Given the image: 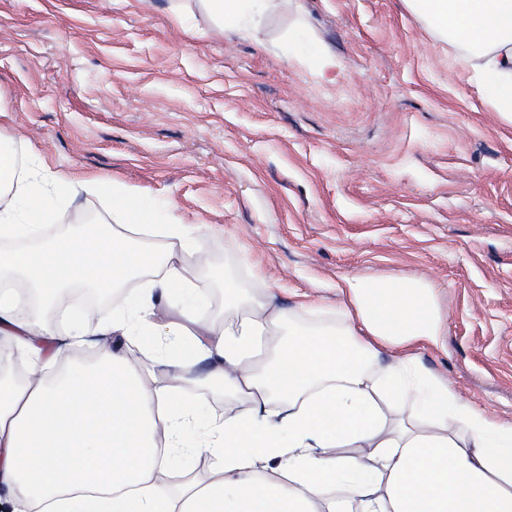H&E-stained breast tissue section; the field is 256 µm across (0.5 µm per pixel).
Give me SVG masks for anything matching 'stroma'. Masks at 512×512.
<instances>
[{
	"label": "stroma",
	"mask_w": 512,
	"mask_h": 512,
	"mask_svg": "<svg viewBox=\"0 0 512 512\" xmlns=\"http://www.w3.org/2000/svg\"><path fill=\"white\" fill-rule=\"evenodd\" d=\"M452 52L404 0H278L225 33L203 0H0V131L22 166L170 203L204 317L224 276L305 326L342 322L344 277L425 279L447 336L421 368L512 422V124ZM88 215L110 199L47 223Z\"/></svg>",
	"instance_id": "35a3bbf8"
}]
</instances>
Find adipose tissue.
<instances>
[{"label": "adipose tissue", "instance_id": "adipose-tissue-1", "mask_svg": "<svg viewBox=\"0 0 512 512\" xmlns=\"http://www.w3.org/2000/svg\"><path fill=\"white\" fill-rule=\"evenodd\" d=\"M404 2L466 53L471 85L512 123V0ZM44 180L36 168L18 171L13 140L0 134V344L32 372L91 341L98 358L50 379H0V490L15 512H512V423L417 365L414 346L443 347L446 334L428 282L345 277V322L297 328L274 291L249 296L228 279L219 329L202 324L206 290L183 275L190 225L119 186ZM49 187L63 200L110 195L114 224L49 232ZM141 235L166 244L141 247ZM144 276L147 287L111 322L87 317L63 338L37 316L73 286L106 293ZM156 297L175 299L183 318L169 330L168 383L113 344L145 335ZM185 343L210 362L205 376L192 378L177 357ZM385 348L392 356L380 368ZM188 380L242 404L207 419L203 402L176 397ZM201 419L203 441L186 444L184 429ZM203 453L216 461L209 479L160 482Z\"/></svg>", "mask_w": 512, "mask_h": 512}]
</instances>
